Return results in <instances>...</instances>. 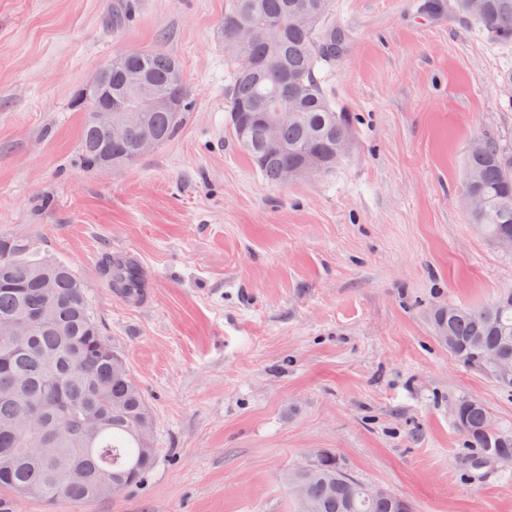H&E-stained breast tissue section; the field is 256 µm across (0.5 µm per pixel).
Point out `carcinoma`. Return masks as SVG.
<instances>
[{"instance_id": "carcinoma-1", "label": "carcinoma", "mask_w": 512, "mask_h": 512, "mask_svg": "<svg viewBox=\"0 0 512 512\" xmlns=\"http://www.w3.org/2000/svg\"><path fill=\"white\" fill-rule=\"evenodd\" d=\"M427 0L424 9L448 8L473 21L501 46H512V0ZM333 0H225L221 35L228 54L229 126L244 128L238 143L272 183L313 164L326 174L345 157L353 119L328 88V75L345 46L343 31L326 25ZM112 67L111 134L87 113L80 140L84 167L132 165L140 144L173 140L187 118L189 92L169 53L116 55ZM278 146H270L269 127ZM468 152L467 193L482 201L470 221L497 242L512 238V151L493 141ZM113 280L141 287L139 271L118 269ZM50 308L49 319L41 317ZM21 324L24 334H0V488L19 496L82 506L101 499L96 484L109 476L126 490L153 467L155 421L123 357L106 341L91 314L86 282L51 257L31 236L0 237V326ZM439 342L464 366L500 388L487 353L512 360V290L477 305L437 308ZM454 425L471 449L470 466L512 461V427L496 421L479 399L453 402ZM44 438L48 457L27 451ZM80 470L84 479L74 481ZM302 489L294 512H414L413 503L381 485H365L345 471L336 454L318 450L288 474Z\"/></svg>"}]
</instances>
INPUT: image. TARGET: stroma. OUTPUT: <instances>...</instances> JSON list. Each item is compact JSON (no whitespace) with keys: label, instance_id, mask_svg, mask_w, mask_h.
Instances as JSON below:
<instances>
[{"label":"stroma","instance_id":"35a3bbf8","mask_svg":"<svg viewBox=\"0 0 512 512\" xmlns=\"http://www.w3.org/2000/svg\"><path fill=\"white\" fill-rule=\"evenodd\" d=\"M418 2L335 0L347 46L330 87L357 135L333 171L273 184L227 125L225 0H0V236L36 237L85 280L157 448L117 497L0 491L11 512H293L287 474L318 450L417 512H512V476L471 470L451 415L472 396L512 426V391L431 323L512 289V251L469 222L464 175L474 139L512 148V50ZM152 48L181 65V132L85 169L77 97L113 56ZM118 249L146 306L112 296Z\"/></svg>","mask_w":512,"mask_h":512}]
</instances>
